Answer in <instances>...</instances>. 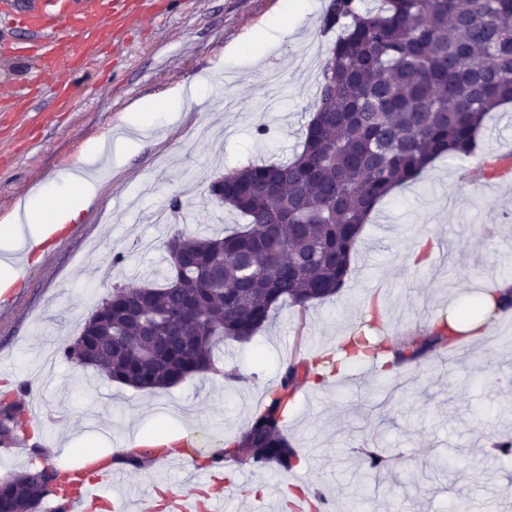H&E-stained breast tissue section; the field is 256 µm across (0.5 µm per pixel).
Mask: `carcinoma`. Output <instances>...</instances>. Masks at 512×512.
<instances>
[{
  "mask_svg": "<svg viewBox=\"0 0 512 512\" xmlns=\"http://www.w3.org/2000/svg\"><path fill=\"white\" fill-rule=\"evenodd\" d=\"M330 0L322 31L336 33L321 69L315 111L302 149L287 162L224 174V208L242 218L220 236L188 235L171 225L167 242L182 261L164 283L112 285L73 344L68 361L133 388L168 389L217 372V349L244 343L286 305L303 308L337 294L351 253L375 205L440 157H471L487 113L512 103V0ZM195 307L177 343L160 349L172 314ZM462 319L484 314L481 298L461 302ZM442 327L424 340L385 346L358 331L350 368L392 351L395 365L420 363L455 346ZM300 365H286L263 410L239 441L211 455L216 464L292 470L295 449L282 430ZM42 472L39 482L28 474ZM388 471L381 449L365 454L359 480L379 487ZM58 471L41 466L0 479V512L44 502Z\"/></svg>",
  "mask_w": 512,
  "mask_h": 512,
  "instance_id": "obj_1",
  "label": "carcinoma"
}]
</instances>
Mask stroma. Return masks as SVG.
Masks as SVG:
<instances>
[{
	"instance_id": "obj_1",
	"label": "stroma",
	"mask_w": 512,
	"mask_h": 512,
	"mask_svg": "<svg viewBox=\"0 0 512 512\" xmlns=\"http://www.w3.org/2000/svg\"><path fill=\"white\" fill-rule=\"evenodd\" d=\"M328 4L309 0L298 20L290 0H164L114 43H93L98 82L90 89L71 84L68 107L45 92L0 108L4 224L34 189L81 167L91 143L116 138L126 113L148 101L160 107L154 130L139 134L138 149L109 170L74 230L53 236L17 281L13 305L0 308V381L31 386L32 398L47 406L58 464L76 466L88 450L120 452L128 435L162 427L194 428L223 443L262 409L283 366L334 350L367 300L381 306L389 342L418 341L456 299L512 278V169L482 178L475 165L512 153L508 104L486 119L475 157L436 159L375 206L335 296L304 309L284 306L250 341L225 342L221 366L237 369L246 383L201 374L165 390H140L59 356L111 283L161 280L169 227L154 215L173 195L188 200L186 233L222 235L236 216L214 208L209 182L299 150L317 91L307 57L328 55L335 39L319 28ZM259 35L271 48L258 63L252 39ZM180 90L193 99L172 121L161 107ZM261 125L268 128L262 136ZM423 241L425 262L408 264ZM116 254L121 264H113ZM509 333L512 317L504 313L487 338L436 368L426 363L393 377L361 368L324 389L300 378L284 432L302 449L301 462L288 472L226 464L241 483L260 488L240 499L237 512H278L274 489L297 481L319 489L333 512H454L460 502L468 512H512V455L484 457L491 438L512 436V413L502 411L512 402V348L502 341ZM359 448H382L391 458L379 490L357 480ZM448 454L468 462L463 479L426 472L432 456ZM186 471L179 463L128 469L112 492L155 480L179 491Z\"/></svg>"
}]
</instances>
